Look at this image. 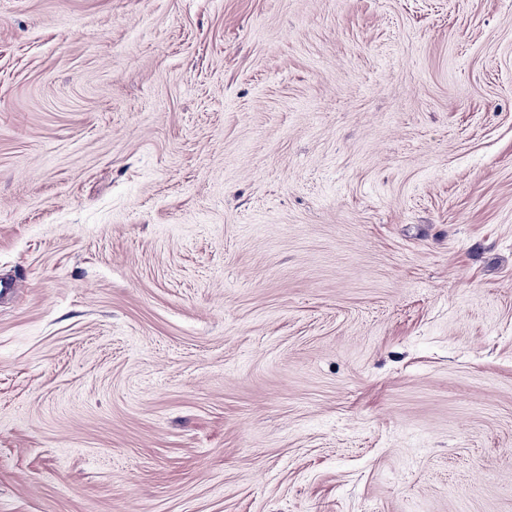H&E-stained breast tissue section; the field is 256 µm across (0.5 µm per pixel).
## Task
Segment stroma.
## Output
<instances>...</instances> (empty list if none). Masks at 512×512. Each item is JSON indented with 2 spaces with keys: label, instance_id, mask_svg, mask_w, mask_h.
I'll return each instance as SVG.
<instances>
[{
  "label": "stroma",
  "instance_id": "stroma-1",
  "mask_svg": "<svg viewBox=\"0 0 512 512\" xmlns=\"http://www.w3.org/2000/svg\"><path fill=\"white\" fill-rule=\"evenodd\" d=\"M0 512H512V0H0Z\"/></svg>",
  "mask_w": 512,
  "mask_h": 512
}]
</instances>
